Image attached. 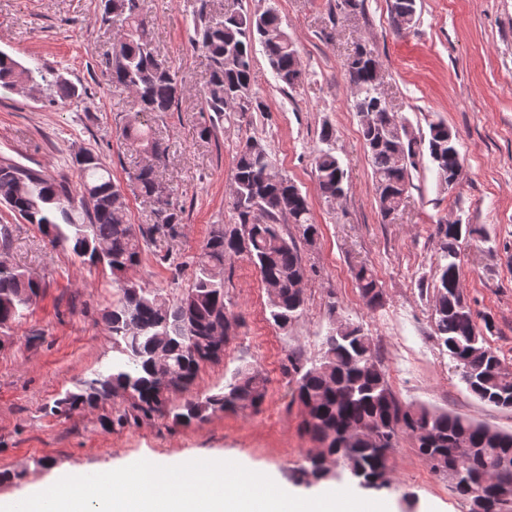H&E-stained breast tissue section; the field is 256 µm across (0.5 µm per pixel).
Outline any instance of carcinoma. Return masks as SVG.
Segmentation results:
<instances>
[{
  "label": "carcinoma",
  "instance_id": "obj_1",
  "mask_svg": "<svg viewBox=\"0 0 512 512\" xmlns=\"http://www.w3.org/2000/svg\"><path fill=\"white\" fill-rule=\"evenodd\" d=\"M123 2L100 0L101 20L115 19L123 31L112 45L108 70L112 82L131 94L123 138L155 158V164L138 169L129 182L157 204V223L128 222L121 184L90 150L74 157L75 185L64 176L10 160L0 162V202L36 225L52 245L108 270L119 290L104 315L116 353L112 373L82 381L55 400L50 412L67 414L118 399L123 405L116 417L119 423L161 414L190 425L217 412L255 410L265 400L267 379L252 366L237 368L218 392L184 399L177 395L190 390L203 366L224 360L227 330L236 324L225 303V261L243 256L254 265L267 287L269 319L286 330L304 314L306 297L298 283L308 277V270L295 239L283 232L282 221L294 225L308 245L316 242L319 227L307 195L251 137L237 156L230 193L239 223L212 225L195 257L188 288L170 299L130 277L157 236L175 233L180 224L181 208L170 195L161 198L157 192L156 165L166 160L167 148L154 136L149 121L172 111L184 86L159 58L143 15L122 12ZM416 6V0H392L395 23L411 26ZM207 8L208 0H200L197 44L210 67L209 80L198 92L200 111L209 113V120L199 127L203 140L215 134L226 112L266 111L251 86L253 43L261 44L282 89L297 88L304 76L295 42L275 9L261 14L233 9L216 17ZM364 52L365 48H356L344 66L385 222L409 197L411 170L423 156L445 184L462 156L456 134L442 121L430 124L425 140L408 135L398 114L386 105L371 70L361 63ZM28 85L42 86L62 102L79 97L76 86L58 71L25 67L0 52V88L13 91ZM334 136L331 127L323 126L320 141L328 148L318 149L314 156L318 189L328 200L342 198L348 186L347 171L329 147ZM476 233L471 224L436 225L434 331L438 345L460 368L467 390L486 404L512 410V370L488 344L485 333L492 331V324L486 319L484 327L477 325L461 285L462 242ZM354 279L368 307L382 303L370 269L359 266ZM44 288L41 280L0 263V329L23 318ZM294 384L305 429L321 446V452L305 458L298 478L332 482L345 472L360 488H387L392 453L408 436L430 469L469 501L470 512H512V432L428 404H401L378 363L373 337L362 326L333 322L310 367L296 368Z\"/></svg>",
  "mask_w": 512,
  "mask_h": 512
}]
</instances>
